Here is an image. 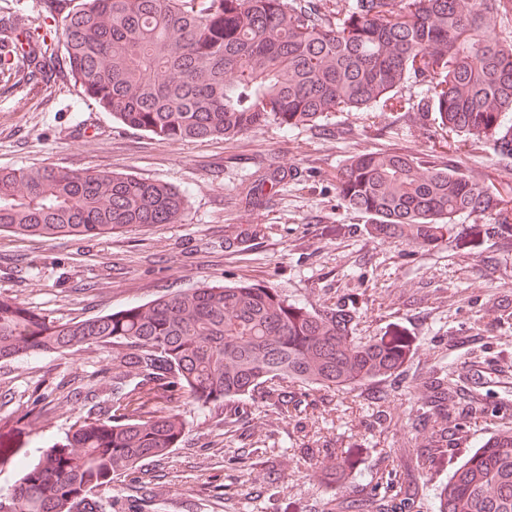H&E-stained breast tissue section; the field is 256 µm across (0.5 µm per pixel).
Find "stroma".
Instances as JSON below:
<instances>
[{"label": "stroma", "instance_id": "stroma-1", "mask_svg": "<svg viewBox=\"0 0 512 512\" xmlns=\"http://www.w3.org/2000/svg\"><path fill=\"white\" fill-rule=\"evenodd\" d=\"M0 27L37 31L54 60L48 83L0 80V168L107 170L167 182L187 195L181 223L92 239L0 233V293L60 322L204 285L276 289L313 311L352 304V334L395 333L410 350L405 383L367 388L286 383L267 395L199 410L181 405L179 444L99 488L112 512H432L435 494L474 448L512 428V237L493 217L461 216L445 242L407 249L380 240L371 219L336 194V173L376 150L455 161L498 190L512 212V166L490 141L435 129L432 114L379 107L333 112L322 127L284 132L276 122L228 140L161 141L80 101L63 60L54 0H0ZM112 351L0 361V418L23 416L40 395L75 381L93 385ZM447 373L469 419L448 415V446L417 450L426 431L411 421ZM82 403H49L20 438L26 460L85 415ZM354 474L335 482L336 460Z\"/></svg>", "mask_w": 512, "mask_h": 512}]
</instances>
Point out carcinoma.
Listing matches in <instances>:
<instances>
[{"instance_id": "1", "label": "carcinoma", "mask_w": 512, "mask_h": 512, "mask_svg": "<svg viewBox=\"0 0 512 512\" xmlns=\"http://www.w3.org/2000/svg\"><path fill=\"white\" fill-rule=\"evenodd\" d=\"M64 58L81 98L128 128L164 140L230 139L274 121L288 132L330 112L372 106L435 113L438 128L490 137L512 163V36L493 20L505 0H63ZM4 59L17 82L49 80L52 59ZM426 83L413 104L409 76ZM344 204L379 220L377 235L435 246L462 214L501 213L499 193L459 166L389 152L351 158L336 174ZM185 192L109 171L0 169V231L18 237H96L176 224ZM352 309L314 312L272 288L210 285L86 320L59 323L0 295V359L112 346L103 377L115 412L93 405L61 440L26 463L0 512H105L92 492L162 456L183 430L161 392L222 406L281 382L326 388L400 374L404 336L350 337ZM416 424L448 440L454 392L444 376ZM0 422V470L21 462L25 420ZM433 512H512V429L474 449L436 493Z\"/></svg>"}]
</instances>
